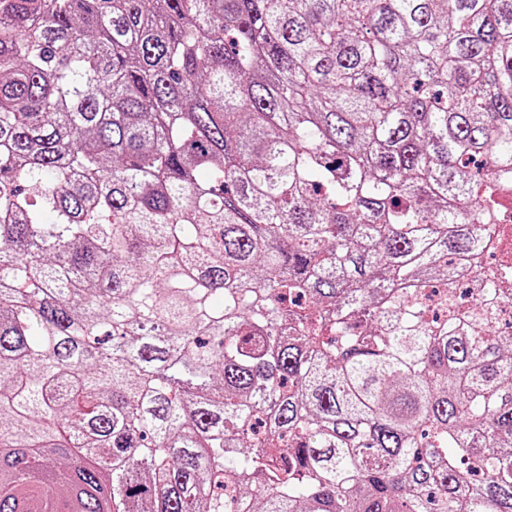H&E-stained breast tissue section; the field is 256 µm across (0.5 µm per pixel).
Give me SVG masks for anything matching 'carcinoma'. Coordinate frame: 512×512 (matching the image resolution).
Listing matches in <instances>:
<instances>
[{"instance_id": "carcinoma-1", "label": "carcinoma", "mask_w": 512, "mask_h": 512, "mask_svg": "<svg viewBox=\"0 0 512 512\" xmlns=\"http://www.w3.org/2000/svg\"><path fill=\"white\" fill-rule=\"evenodd\" d=\"M512 0H0V512H512Z\"/></svg>"}]
</instances>
